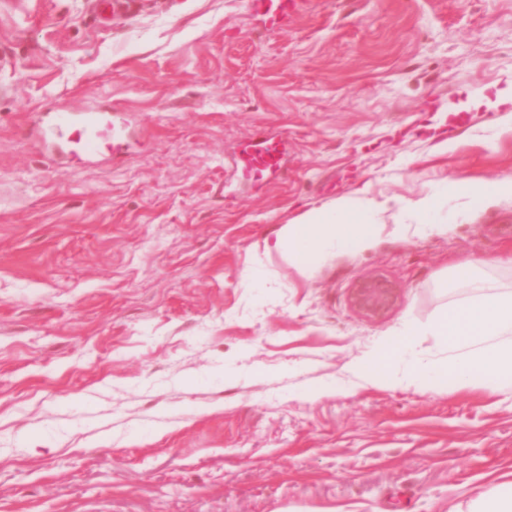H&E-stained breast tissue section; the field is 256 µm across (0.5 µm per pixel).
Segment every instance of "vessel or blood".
Instances as JSON below:
<instances>
[{"instance_id": "vessel-or-blood-1", "label": "vessel or blood", "mask_w": 512, "mask_h": 512, "mask_svg": "<svg viewBox=\"0 0 512 512\" xmlns=\"http://www.w3.org/2000/svg\"><path fill=\"white\" fill-rule=\"evenodd\" d=\"M254 8L268 18L273 27L286 25L294 11V0H253ZM46 123L51 133L67 138L77 160L103 154L118 153L124 148V137L114 118L85 110L72 113L69 110L50 109ZM245 169L262 175L276 171L280 156L276 145L270 144L247 152L243 158Z\"/></svg>"}]
</instances>
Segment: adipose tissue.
Masks as SVG:
<instances>
[{
	"label": "adipose tissue",
	"instance_id": "1",
	"mask_svg": "<svg viewBox=\"0 0 512 512\" xmlns=\"http://www.w3.org/2000/svg\"><path fill=\"white\" fill-rule=\"evenodd\" d=\"M387 207V202L367 196L333 199L322 209L305 211L281 225L273 248L301 265L330 248L372 246L385 229L378 216ZM474 268L470 260L455 267L457 283L478 288L479 296L433 325V332L448 345V359L427 378L460 387L478 381L495 391H512V293L478 286Z\"/></svg>",
	"mask_w": 512,
	"mask_h": 512
}]
</instances>
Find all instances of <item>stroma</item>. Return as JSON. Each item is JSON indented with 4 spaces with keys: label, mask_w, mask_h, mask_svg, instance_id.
<instances>
[{
    "label": "stroma",
    "mask_w": 512,
    "mask_h": 512,
    "mask_svg": "<svg viewBox=\"0 0 512 512\" xmlns=\"http://www.w3.org/2000/svg\"><path fill=\"white\" fill-rule=\"evenodd\" d=\"M512 0H0V512H467L512 487V393L423 383L429 324L512 292ZM50 106L120 112L121 154L47 149ZM278 142L268 177L241 158ZM389 200L372 247L291 264L280 225ZM439 198L444 236L394 232ZM372 278L382 316L352 307ZM415 329L392 371L358 377ZM254 8L268 17V23L273 27L288 24L294 11V0H254ZM454 191L468 200H483L490 197H512V177H503L494 181L478 179L454 183ZM397 297V288H393L381 279L360 282L351 293L352 305L370 317L384 315ZM390 339L389 337L384 341L386 342L384 346L386 352L381 350L380 352L370 353L360 361L357 370L366 379L381 383H399V380L387 370L394 354Z\"/></svg>",
    "instance_id": "stroma-1"
}]
</instances>
